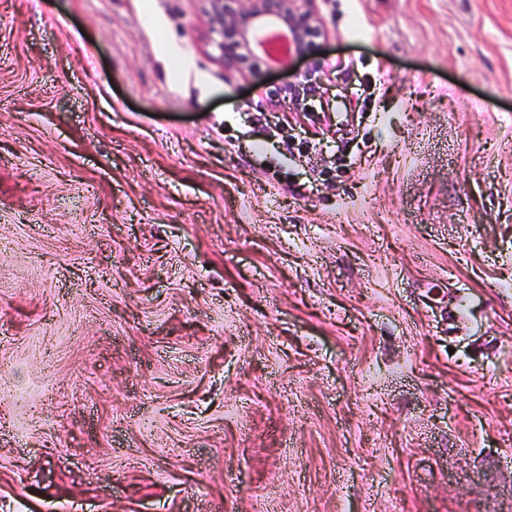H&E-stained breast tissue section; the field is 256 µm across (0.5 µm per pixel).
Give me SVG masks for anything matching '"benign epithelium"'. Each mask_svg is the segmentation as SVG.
<instances>
[{"instance_id":"1","label":"benign epithelium","mask_w":512,"mask_h":512,"mask_svg":"<svg viewBox=\"0 0 512 512\" xmlns=\"http://www.w3.org/2000/svg\"><path fill=\"white\" fill-rule=\"evenodd\" d=\"M206 4L211 41L219 51L221 63L244 74L258 73L259 33L269 25L288 27L292 44L288 53L311 59V71L320 68L315 50L325 36L321 20L312 9L313 0H203ZM318 86L311 76L279 92L295 98L299 94L313 97Z\"/></svg>"}]
</instances>
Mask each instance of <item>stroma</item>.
<instances>
[{"label":"stroma","mask_w":512,"mask_h":512,"mask_svg":"<svg viewBox=\"0 0 512 512\" xmlns=\"http://www.w3.org/2000/svg\"><path fill=\"white\" fill-rule=\"evenodd\" d=\"M314 8L0 0V512H512V0ZM314 0H203L206 4L211 41L219 51L218 59L244 74L258 73L257 60L262 46L259 33L269 25L288 27L292 44L288 54L309 57L311 70L305 81L288 86L279 97H314L318 86L311 78L320 68L315 50L325 36L321 20L312 9Z\"/></svg>","instance_id":"1"}]
</instances>
